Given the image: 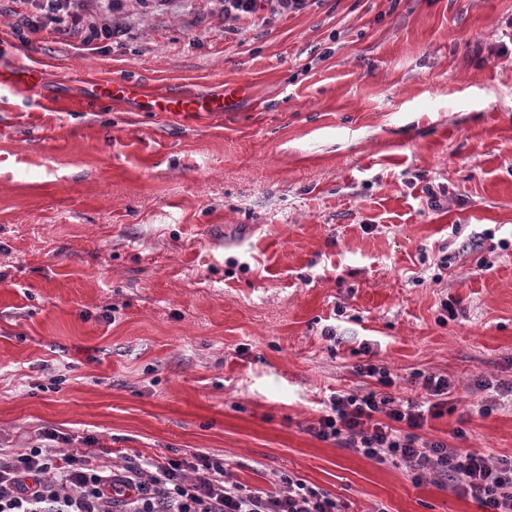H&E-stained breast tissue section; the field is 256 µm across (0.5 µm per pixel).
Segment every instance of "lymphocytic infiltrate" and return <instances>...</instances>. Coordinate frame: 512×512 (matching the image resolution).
Here are the masks:
<instances>
[{"label":"lymphocytic infiltrate","instance_id":"obj_1","mask_svg":"<svg viewBox=\"0 0 512 512\" xmlns=\"http://www.w3.org/2000/svg\"><path fill=\"white\" fill-rule=\"evenodd\" d=\"M308 0H224V19L297 13ZM23 23L34 32L73 35L83 48L125 36L121 24L84 16L76 0H38ZM360 371L373 389L339 391L309 431L366 458L405 465L412 481L429 472L453 478L483 512H512V456L491 457L444 440L423 438L452 394L446 375L414 372L420 398L393 394L395 379L376 364ZM287 491L266 493L233 481L223 460L195 453L180 459H141L113 467L108 457L80 449L58 454L43 446L0 452V512H345L343 503L305 481L285 476Z\"/></svg>","mask_w":512,"mask_h":512}]
</instances>
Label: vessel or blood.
Masks as SVG:
<instances>
[{
  "instance_id": "1",
  "label": "vessel or blood",
  "mask_w": 512,
  "mask_h": 512,
  "mask_svg": "<svg viewBox=\"0 0 512 512\" xmlns=\"http://www.w3.org/2000/svg\"><path fill=\"white\" fill-rule=\"evenodd\" d=\"M40 82V71L36 66L14 68L0 64V86L14 89H32ZM95 94L109 101H137L144 112H226L235 96L234 90H225L215 95L192 96L168 91L146 95L140 82L135 80H108L97 83Z\"/></svg>"
}]
</instances>
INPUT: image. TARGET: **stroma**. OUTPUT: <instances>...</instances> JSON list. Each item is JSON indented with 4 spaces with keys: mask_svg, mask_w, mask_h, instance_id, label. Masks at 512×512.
<instances>
[{
    "mask_svg": "<svg viewBox=\"0 0 512 512\" xmlns=\"http://www.w3.org/2000/svg\"><path fill=\"white\" fill-rule=\"evenodd\" d=\"M32 11L0 0L12 63L42 67L35 94L0 87V448L53 430L116 466L290 474L346 512H480L308 427L372 386L360 365L405 398L429 370L456 391L424 438L512 456V0H311L232 34L224 0H125L94 53L29 34ZM120 77L240 94L91 97ZM95 95L104 100H136L142 112H228L237 89L223 90L219 94L192 96L168 91L146 95L136 80H108L95 84Z\"/></svg>",
    "mask_w": 512,
    "mask_h": 512,
    "instance_id": "obj_1",
    "label": "stroma"
}]
</instances>
